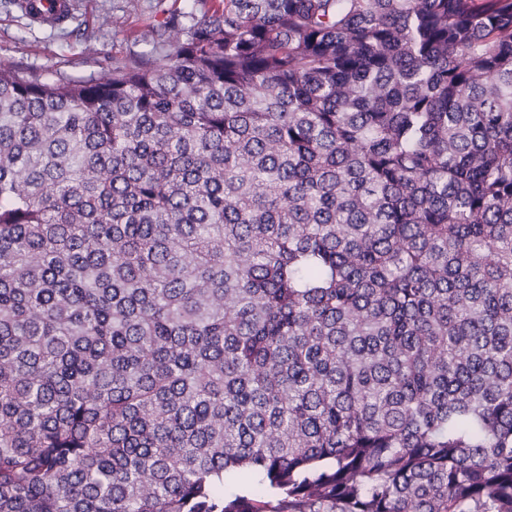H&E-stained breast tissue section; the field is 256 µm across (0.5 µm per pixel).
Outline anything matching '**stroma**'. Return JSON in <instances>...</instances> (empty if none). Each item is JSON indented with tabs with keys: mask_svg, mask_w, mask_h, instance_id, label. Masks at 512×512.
<instances>
[{
	"mask_svg": "<svg viewBox=\"0 0 512 512\" xmlns=\"http://www.w3.org/2000/svg\"><path fill=\"white\" fill-rule=\"evenodd\" d=\"M56 27L33 22L19 0H0V64L53 79H96L113 59L152 52L144 39L170 16L198 11L196 0H72Z\"/></svg>",
	"mask_w": 512,
	"mask_h": 512,
	"instance_id": "1",
	"label": "stroma"
}]
</instances>
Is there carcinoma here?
Returning a JSON list of instances; mask_svg holds the SVG:
<instances>
[{
	"label": "carcinoma",
	"mask_w": 512,
	"mask_h": 512,
	"mask_svg": "<svg viewBox=\"0 0 512 512\" xmlns=\"http://www.w3.org/2000/svg\"><path fill=\"white\" fill-rule=\"evenodd\" d=\"M0 65V512H512V0H199Z\"/></svg>",
	"instance_id": "obj_1"
}]
</instances>
